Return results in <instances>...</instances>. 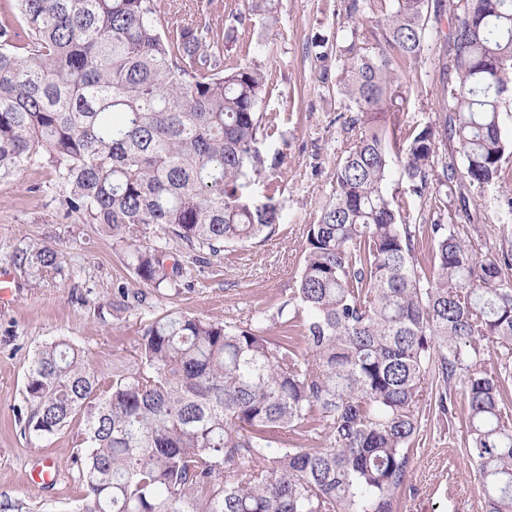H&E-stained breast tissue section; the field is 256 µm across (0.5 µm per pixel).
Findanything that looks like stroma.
<instances>
[{
	"label": "stroma",
	"mask_w": 512,
	"mask_h": 512,
	"mask_svg": "<svg viewBox=\"0 0 512 512\" xmlns=\"http://www.w3.org/2000/svg\"><path fill=\"white\" fill-rule=\"evenodd\" d=\"M345 6L346 0H278L276 24L266 28L251 17L226 45L225 55L258 65L267 79L263 112L276 118L278 130L262 149L282 159L281 219L270 239L249 247L202 257L180 250L188 274L179 291L151 288L126 264L133 248L159 242L157 226H138L120 243L99 225L68 214L66 191L51 169L0 181V270L15 280L12 302L0 307V512H71L85 494L71 465L83 438L82 420L48 437L25 432L22 423L34 407L26 374L45 342L64 338L79 346L91 371L106 382L115 371L132 367L144 324L161 311L174 307L221 323L257 312L275 316L289 298L303 261L306 226L331 199L336 164L350 142L338 120L340 96L316 80L321 63L314 48L345 20ZM442 53L441 43L431 42L425 58L400 74L412 124L425 125L439 112ZM505 187L512 189V173L503 184L471 192L481 221L462 225L460 232L476 251L512 249V223L502 222L496 201ZM44 245L56 250L57 269L36 276L16 262L18 252ZM122 290L130 299L120 309ZM439 387L437 376L428 374L411 477L397 512H483V495L464 453L465 402L457 400L451 422H439L431 407ZM47 469L56 473L50 484L40 479Z\"/></svg>",
	"instance_id": "1"
}]
</instances>
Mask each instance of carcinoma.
I'll use <instances>...</instances> for the list:
<instances>
[{"mask_svg":"<svg viewBox=\"0 0 512 512\" xmlns=\"http://www.w3.org/2000/svg\"><path fill=\"white\" fill-rule=\"evenodd\" d=\"M446 12L441 112L409 126L398 71L426 51L428 17ZM235 31L196 0H3L0 179L51 167L68 210L117 240L153 224L216 256L271 236L279 180L261 146L275 125L261 115L262 70L224 62ZM336 64L356 139L307 225L282 334L262 315L167 310L105 388L68 340L35 353L25 428L85 424L74 512H394L431 369L441 422L463 387L485 512H512V249L479 253L456 224L479 219L463 188L499 182L512 160L501 127L512 0H391L374 29L352 27ZM449 142L461 163L446 161ZM395 161L405 199L386 191ZM19 257L57 268L50 247ZM127 265L157 290L186 273L166 243ZM296 430L323 446L272 447Z\"/></svg>","mask_w":512,"mask_h":512,"instance_id":"carcinoma-1","label":"carcinoma"}]
</instances>
